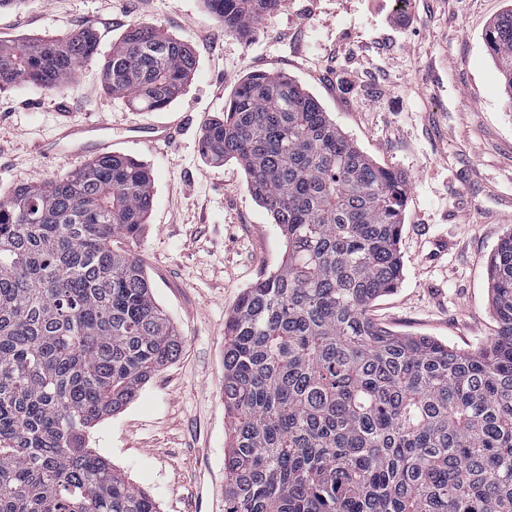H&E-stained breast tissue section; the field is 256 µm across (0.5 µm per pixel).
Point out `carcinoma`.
Wrapping results in <instances>:
<instances>
[{
  "mask_svg": "<svg viewBox=\"0 0 512 512\" xmlns=\"http://www.w3.org/2000/svg\"><path fill=\"white\" fill-rule=\"evenodd\" d=\"M203 2L240 38L278 4ZM98 44L92 27L0 41V90L59 89ZM484 45L512 100V10ZM196 64L183 40L137 22L100 78L152 112ZM200 152L242 167L286 243L224 322V512H512V229L488 266L494 337L461 351L373 319L403 276L406 181L294 79L247 75ZM153 196L142 162L110 154L0 198V512H159L86 445L180 349L118 246L139 237Z\"/></svg>",
  "mask_w": 512,
  "mask_h": 512,
  "instance_id": "cac0c4a2",
  "label": "carcinoma"
}]
</instances>
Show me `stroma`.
<instances>
[{
  "label": "stroma",
  "mask_w": 512,
  "mask_h": 512,
  "mask_svg": "<svg viewBox=\"0 0 512 512\" xmlns=\"http://www.w3.org/2000/svg\"><path fill=\"white\" fill-rule=\"evenodd\" d=\"M512 0H278L248 39L225 33L202 0H23L0 10V40L62 37L85 26L97 56L61 89L0 92V197L84 167L92 146L39 145L64 124H106L114 149L142 161L152 209L129 248L181 340L88 446L153 496L161 512H224V322L243 290L285 252L277 224L233 162L207 163L199 140L250 73L284 74L379 165L407 181L403 280L377 301L385 327L459 350L493 335L487 264L512 229V102L483 35ZM138 21L187 42L197 67L166 108L143 112L107 94L99 69ZM184 119L173 143L149 149L128 130Z\"/></svg>",
  "instance_id": "1"
}]
</instances>
